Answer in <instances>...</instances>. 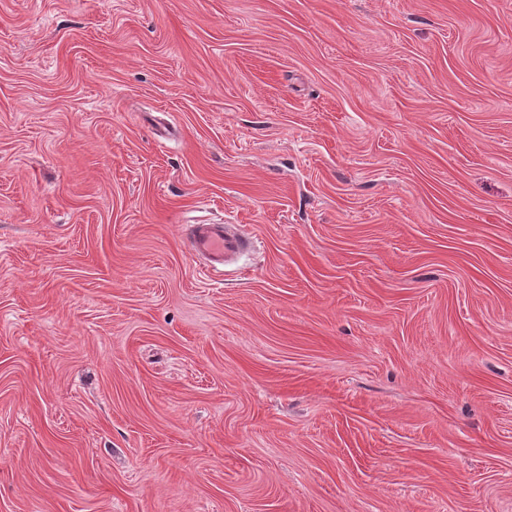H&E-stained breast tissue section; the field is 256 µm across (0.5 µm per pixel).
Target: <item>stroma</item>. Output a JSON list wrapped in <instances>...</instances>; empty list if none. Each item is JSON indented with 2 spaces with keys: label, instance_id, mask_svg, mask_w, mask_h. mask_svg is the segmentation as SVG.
I'll list each match as a JSON object with an SVG mask.
<instances>
[{
  "label": "stroma",
  "instance_id": "stroma-1",
  "mask_svg": "<svg viewBox=\"0 0 512 512\" xmlns=\"http://www.w3.org/2000/svg\"><path fill=\"white\" fill-rule=\"evenodd\" d=\"M0 512H512V0H0ZM186 238L189 251L204 260V269L208 272L223 270L229 260L253 246L252 238L233 224H190Z\"/></svg>",
  "mask_w": 512,
  "mask_h": 512
}]
</instances>
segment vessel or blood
<instances>
[{"label": "vessel or blood", "instance_id": "vessel-or-blood-1", "mask_svg": "<svg viewBox=\"0 0 512 512\" xmlns=\"http://www.w3.org/2000/svg\"><path fill=\"white\" fill-rule=\"evenodd\" d=\"M188 248L192 255L204 260L206 271L223 270L225 264L253 246V240L236 225L211 223L187 227Z\"/></svg>", "mask_w": 512, "mask_h": 512}]
</instances>
